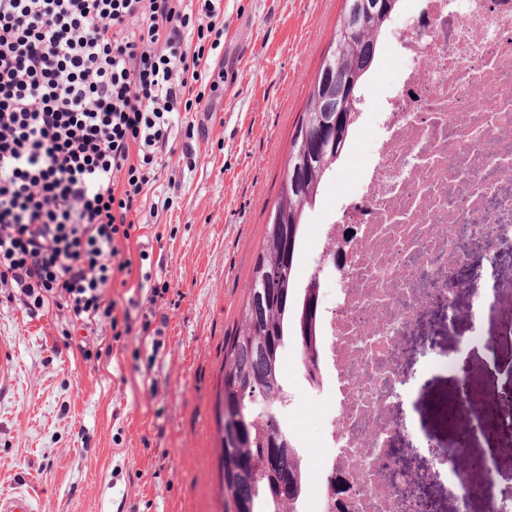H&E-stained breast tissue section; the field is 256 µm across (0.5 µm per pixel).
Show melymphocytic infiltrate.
Returning a JSON list of instances; mask_svg holds the SVG:
<instances>
[{"label":"lymphocytic infiltrate","mask_w":512,"mask_h":512,"mask_svg":"<svg viewBox=\"0 0 512 512\" xmlns=\"http://www.w3.org/2000/svg\"><path fill=\"white\" fill-rule=\"evenodd\" d=\"M222 0H0V286L74 323L112 321L145 190L182 135L180 112L217 89Z\"/></svg>","instance_id":"f902f5d3"}]
</instances>
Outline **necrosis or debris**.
I'll return each mask as SVG.
<instances>
[{
    "label": "necrosis or debris",
    "instance_id": "4bbe7bcc",
    "mask_svg": "<svg viewBox=\"0 0 512 512\" xmlns=\"http://www.w3.org/2000/svg\"><path fill=\"white\" fill-rule=\"evenodd\" d=\"M397 39L408 61L377 106L376 154L349 188L347 222L321 227L323 270L337 307L318 311L325 411L319 454H306L307 512L394 508L407 472L392 441L412 430L395 413L407 390L400 350L432 306L446 324L492 307L512 323V290L458 305L460 255L492 227L512 239V0H402Z\"/></svg>",
    "mask_w": 512,
    "mask_h": 512
}]
</instances>
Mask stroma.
Segmentation results:
<instances>
[{
  "label": "stroma",
  "mask_w": 512,
  "mask_h": 512,
  "mask_svg": "<svg viewBox=\"0 0 512 512\" xmlns=\"http://www.w3.org/2000/svg\"><path fill=\"white\" fill-rule=\"evenodd\" d=\"M224 62L213 112L191 111L192 156L175 152L143 207L131 252L152 254L161 336L113 340L109 319L74 328L66 308L28 309L0 294V493L28 487L39 512H223L224 338L235 332L264 243L265 224L288 167L310 84L333 37L342 0H224ZM347 159H339L298 252L306 287L320 251L314 224L341 220ZM467 323L440 337V367L423 374L405 408L419 440L447 443L431 415L448 393V359L481 371L486 354L512 361L494 314L478 348L463 352Z\"/></svg>",
  "instance_id": "stroma-1"
}]
</instances>
